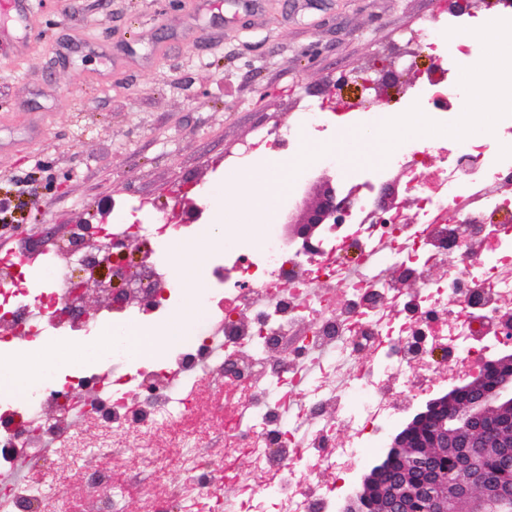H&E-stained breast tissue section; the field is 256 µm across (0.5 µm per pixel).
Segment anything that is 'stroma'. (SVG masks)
Masks as SVG:
<instances>
[{"label": "stroma", "instance_id": "stroma-1", "mask_svg": "<svg viewBox=\"0 0 512 512\" xmlns=\"http://www.w3.org/2000/svg\"><path fill=\"white\" fill-rule=\"evenodd\" d=\"M448 0H28L0 11V257L20 240L43 251L85 220L119 224L140 205L150 218L187 217L209 189L266 156H241L280 138L313 107L341 121L333 147L347 162L379 161L395 139L356 140L349 117L414 110L408 94L366 100L371 67L415 50ZM351 82L328 95L340 76ZM278 172V190H303L323 166L321 143ZM286 206L254 213L247 199L209 207L206 224L260 237Z\"/></svg>", "mask_w": 512, "mask_h": 512}]
</instances>
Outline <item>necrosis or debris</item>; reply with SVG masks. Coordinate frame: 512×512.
I'll use <instances>...</instances> for the list:
<instances>
[{"label":"necrosis or debris","mask_w":512,"mask_h":512,"mask_svg":"<svg viewBox=\"0 0 512 512\" xmlns=\"http://www.w3.org/2000/svg\"><path fill=\"white\" fill-rule=\"evenodd\" d=\"M460 18L440 14L425 35L439 63L413 84L433 128L455 126L434 168L429 134L347 176L355 206L325 225L314 252L268 225L257 242L225 241L196 293L195 337L145 360L124 338L130 324L169 318L187 291L171 245L177 224H115L95 246L147 239L133 266L129 303L80 317L58 255L0 262V357L33 342L83 346L76 365L48 363L24 394L0 391V472L17 457L42 472L70 459L80 503L49 482L0 485V512H119L112 457L146 437L173 439L183 479L151 495L147 512H334L362 450L390 420L435 387L462 381L500 345L512 323V94L482 126L460 112L478 45L448 42ZM409 209L372 219L390 173ZM111 326L112 346L97 348ZM207 379L216 392L197 390ZM101 427L87 447L78 423ZM224 436L214 447L213 431Z\"/></svg>","instance_id":"obj_1"}]
</instances>
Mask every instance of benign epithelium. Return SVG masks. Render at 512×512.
<instances>
[{
  "mask_svg": "<svg viewBox=\"0 0 512 512\" xmlns=\"http://www.w3.org/2000/svg\"><path fill=\"white\" fill-rule=\"evenodd\" d=\"M393 63L373 68L361 90L382 97L403 89ZM286 215L293 237L315 249L323 225L337 211L349 209L354 197L322 177ZM397 207V183L383 188L379 209ZM78 275L70 288L83 302L90 281L112 289L115 301L127 298L128 244L106 245L101 255L75 249ZM512 500V328L502 337L498 354L468 380L425 402L391 439L385 457L365 473L343 512H498Z\"/></svg>",
  "mask_w": 512,
  "mask_h": 512,
  "instance_id": "benign-epithelium-1",
  "label": "benign epithelium"
}]
</instances>
